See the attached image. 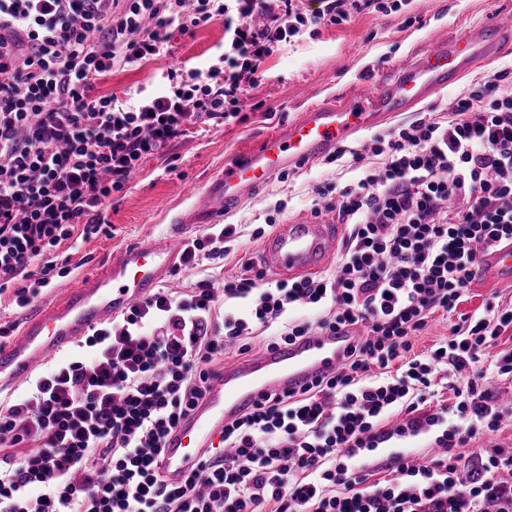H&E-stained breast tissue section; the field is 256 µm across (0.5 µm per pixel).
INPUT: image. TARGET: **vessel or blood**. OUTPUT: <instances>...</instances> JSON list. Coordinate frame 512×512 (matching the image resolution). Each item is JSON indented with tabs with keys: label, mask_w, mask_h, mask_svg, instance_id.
<instances>
[{
	"label": "vessel or blood",
	"mask_w": 512,
	"mask_h": 512,
	"mask_svg": "<svg viewBox=\"0 0 512 512\" xmlns=\"http://www.w3.org/2000/svg\"><path fill=\"white\" fill-rule=\"evenodd\" d=\"M512 45V13L491 25L468 28L423 52L411 63H395V78L336 104L306 107L300 117L252 152L226 162L198 199L175 216L182 227L219 223L245 195L269 183L282 171L332 155L357 133L380 126L434 92L457 82L477 63ZM340 227L318 217L279 225L257 245L263 264L295 278L324 269L335 257ZM179 237H161L122 250L101 271L84 277L60 301L30 315L18 337L0 347V390L13 387L38 363L52 360L71 343L149 297L178 267ZM482 276L512 280V244L486 251L479 258ZM352 338L346 330L309 336L269 349L251 359L225 365L212 380L204 400L167 436L162 470L179 480L197 462L226 422L257 404L272 390L296 389L335 372Z\"/></svg>",
	"instance_id": "obj_1"
}]
</instances>
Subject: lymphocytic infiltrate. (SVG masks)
<instances>
[{"label": "lymphocytic infiltrate", "instance_id": "f902f5d3", "mask_svg": "<svg viewBox=\"0 0 512 512\" xmlns=\"http://www.w3.org/2000/svg\"><path fill=\"white\" fill-rule=\"evenodd\" d=\"M0 0V293L27 307L63 276L57 250L105 224V199L191 128L237 119L263 62L305 27L402 0ZM224 23V50L154 91L100 95L112 72L170 53L175 35ZM378 166L314 193L349 228L334 272L157 290L93 328L78 352L0 407V512H512V448L457 451L498 431L503 409L478 363L512 309L460 315L425 354L412 340L455 312L482 249L512 241V93L488 81L448 112L372 137ZM236 225L183 242L182 264L230 254ZM358 326L332 375L271 392L225 424L182 483L161 473L167 435L201 402L227 348H273ZM452 406L433 404L446 371ZM456 414L458 424L448 422ZM431 436L438 452L416 457ZM398 445L387 477L378 448Z\"/></svg>", "mask_w": 512, "mask_h": 512}]
</instances>
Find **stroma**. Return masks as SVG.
<instances>
[{
  "instance_id": "stroma-1",
  "label": "stroma",
  "mask_w": 512,
  "mask_h": 512,
  "mask_svg": "<svg viewBox=\"0 0 512 512\" xmlns=\"http://www.w3.org/2000/svg\"><path fill=\"white\" fill-rule=\"evenodd\" d=\"M509 12L512 0H411L408 6L388 15L370 10L340 25L305 28L263 64L262 77L251 92L258 110L243 109L239 121L189 130L171 143L166 155L144 160L125 188L102 206L112 226L111 235H93L79 240L73 248L60 246L59 258L66 261L69 273L54 278L34 299L33 308L57 301L127 246L163 236H194V229L172 223L175 212L198 196L213 172L286 127L305 106L346 96L368 79L389 80L394 61L411 60L416 51L434 46L450 33L494 22L498 15ZM223 49V23L201 26L193 34L176 37L170 55L135 70L115 72L98 84L97 92L121 99L131 97L138 89L152 88L157 73L201 66ZM493 79L512 89V47L496 60L477 66L460 82L437 92L417 111L402 113L397 121L408 124L433 112H446L460 93ZM357 176V170L344 157L331 164L320 161L290 171L285 179L274 177L227 218L239 231L236 254L220 267L205 259L194 269H176L171 288L187 289L204 278L221 280L244 274L246 262L258 257L252 232L269 214H276L281 223L312 218L316 184L330 181L341 187ZM489 302L512 305V281L491 277L475 280L455 314L434 315L414 338V352L443 343L459 315L483 311Z\"/></svg>"
}]
</instances>
